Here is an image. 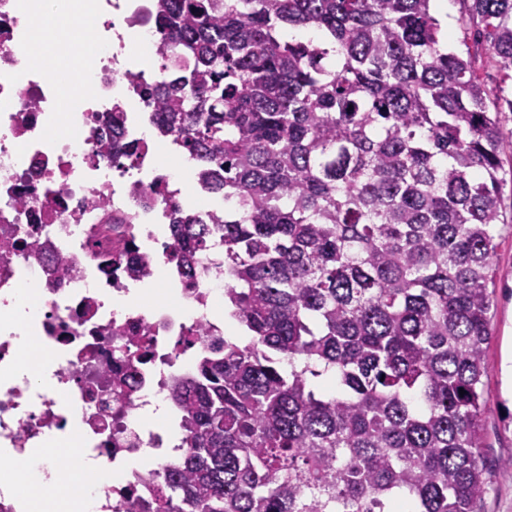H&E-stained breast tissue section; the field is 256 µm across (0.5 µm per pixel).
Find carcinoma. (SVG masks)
Instances as JSON below:
<instances>
[{"label":"carcinoma","mask_w":512,"mask_h":512,"mask_svg":"<svg viewBox=\"0 0 512 512\" xmlns=\"http://www.w3.org/2000/svg\"><path fill=\"white\" fill-rule=\"evenodd\" d=\"M432 2L155 0L172 79L143 95L224 195L171 204V261L190 288L223 244L248 340L175 382L186 451L147 512H476L512 99ZM461 28L512 78V0ZM469 51L475 61V67L478 70L481 78L486 83L487 87L493 90V94H491V101L494 100L496 95H500L499 87L504 86L503 94L512 97V83L508 81L506 85L501 84V74L498 70L497 64L494 59L480 46H474V44L469 41Z\"/></svg>","instance_id":"cac0c4a2"}]
</instances>
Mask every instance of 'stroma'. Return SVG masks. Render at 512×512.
I'll return each mask as SVG.
<instances>
[{"label":"stroma","instance_id":"stroma-1","mask_svg":"<svg viewBox=\"0 0 512 512\" xmlns=\"http://www.w3.org/2000/svg\"><path fill=\"white\" fill-rule=\"evenodd\" d=\"M495 259L492 336L485 358L483 381L489 396L484 417L483 461L491 473L479 512H512V389L505 384L503 366L512 355V229L503 230Z\"/></svg>","mask_w":512,"mask_h":512}]
</instances>
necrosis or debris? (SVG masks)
I'll use <instances>...</instances> for the list:
<instances>
[{
	"instance_id": "4bbe7bcc",
	"label": "necrosis or debris",
	"mask_w": 512,
	"mask_h": 512,
	"mask_svg": "<svg viewBox=\"0 0 512 512\" xmlns=\"http://www.w3.org/2000/svg\"><path fill=\"white\" fill-rule=\"evenodd\" d=\"M49 0H0V296L25 290L34 308L33 343L22 348L0 336V366L26 368L23 384H0V449L26 477V451L40 449L42 467H57L44 435L78 420L84 458L104 462L100 484L87 489L69 476L73 499L88 512H140L153 498V468L131 467L142 449L180 452L182 443L145 425L148 396L172 402L174 381L192 375L198 358L223 337L222 322L204 314L223 292L221 249L203 257L194 287L173 277L169 300L152 308H106L104 294L123 295L168 265L169 237L142 234L165 225L153 192L160 138L148 135L153 112L140 83L162 82L154 56V0H71L104 15L97 51L73 70L68 134L57 129L58 86L47 64L27 57ZM130 41L114 42L117 25ZM119 107L117 142L139 145L129 167L101 154L100 117ZM93 287H86V280Z\"/></svg>"
}]
</instances>
